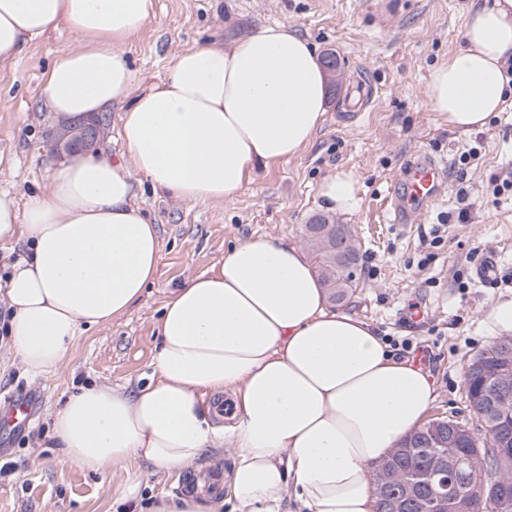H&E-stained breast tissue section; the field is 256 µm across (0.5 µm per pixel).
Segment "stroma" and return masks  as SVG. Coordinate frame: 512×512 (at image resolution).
Segmentation results:
<instances>
[{"label": "stroma", "mask_w": 512, "mask_h": 512, "mask_svg": "<svg viewBox=\"0 0 512 512\" xmlns=\"http://www.w3.org/2000/svg\"><path fill=\"white\" fill-rule=\"evenodd\" d=\"M153 0L141 34L122 45L138 86L162 79L173 56L195 44L285 24L335 54L323 121L297 157L257 168L231 199L193 205L137 188L157 225L162 258L157 277L125 316L91 327L70 358L46 377L29 376L19 361H0V414L9 399L34 403L21 430L0 428V512H113L112 479L86 472L62 455L51 437L53 415L86 383L135 386L147 382L158 344L157 324L170 292L221 263L237 241L263 235L302 244L301 227L325 215L318 185L338 170L359 181L362 202L335 214L362 244L357 285L342 309L387 339H409L434 354L427 371L435 400L429 418L473 423L464 393L468 363L492 342L483 317L512 292V195L494 196L496 180L512 171V98L481 128H449L427 101L434 66L462 45L471 0ZM78 43L62 30L32 41L14 64L0 68V191L19 203L48 189L59 157L49 142L57 129L42 100L44 76L55 58ZM373 84L371 107L343 118L345 91L355 80ZM480 146L469 167L460 155ZM448 166L444 195L420 223H391L385 210L390 182L417 150ZM467 210L468 220L458 218ZM497 262L496 281H481L477 266ZM422 308L421 323L410 320Z\"/></svg>", "instance_id": "1"}]
</instances>
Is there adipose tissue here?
<instances>
[{"instance_id":"obj_1","label":"adipose tissue","mask_w":512,"mask_h":512,"mask_svg":"<svg viewBox=\"0 0 512 512\" xmlns=\"http://www.w3.org/2000/svg\"><path fill=\"white\" fill-rule=\"evenodd\" d=\"M152 0H0V67L28 42L65 29L44 104L61 128L122 106L120 162L73 152L26 208L0 192V241L28 245L0 283L11 312L0 352L34 376L65 362L82 329L123 316L161 260L136 184L192 204L232 198L257 165L313 141L328 87L315 47L276 24L176 54L164 79L134 91L120 45L146 26ZM464 44L436 65L428 103L449 127L484 126L512 97V0H473ZM327 209L351 213L352 172L325 177ZM149 382L88 384L52 421L66 460L115 479L122 512H376L374 467L420 427L434 399L427 372L396 359L365 321L334 310L307 255L274 236L238 241L219 267L172 291L158 322ZM231 397L219 427L203 395ZM227 448L224 494L142 499L137 469L199 470Z\"/></svg>"}]
</instances>
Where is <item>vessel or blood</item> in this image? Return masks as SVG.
<instances>
[{"label": "vessel or blood", "mask_w": 512, "mask_h": 512, "mask_svg": "<svg viewBox=\"0 0 512 512\" xmlns=\"http://www.w3.org/2000/svg\"><path fill=\"white\" fill-rule=\"evenodd\" d=\"M447 179L446 165L427 151L421 150L398 172L386 209L394 223H418L426 210L442 196ZM32 418V405L26 400L14 401L5 422L15 429L26 428Z\"/></svg>", "instance_id": "obj_1"}]
</instances>
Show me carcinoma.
I'll return each instance as SVG.
<instances>
[{
  "label": "carcinoma",
  "mask_w": 512,
  "mask_h": 512,
  "mask_svg": "<svg viewBox=\"0 0 512 512\" xmlns=\"http://www.w3.org/2000/svg\"><path fill=\"white\" fill-rule=\"evenodd\" d=\"M346 240V253L354 261L348 269L337 267L330 241L317 238L309 233V225L302 228V235L311 246L319 282L335 302L345 300L355 281V270L361 258V242L348 224L338 225ZM512 359V337L501 338L478 354L468 365L465 376L466 398L479 422L484 438H478L467 425L457 420H447L466 434L462 449L476 457V465L471 469L472 486L467 494L454 502L448 512H512V497L502 509L494 506L498 492L512 489V447L499 451L495 439L501 434L500 423L496 416L490 414L484 398L486 378L479 365L489 368L503 367L502 355ZM512 368V363L507 365ZM432 451L429 448V436L419 429L393 449L387 459L379 463L373 473V486L377 497V512H396V503H413L422 496L416 486L414 475L432 463Z\"/></svg>",
  "instance_id": "cac0c4a2"
}]
</instances>
